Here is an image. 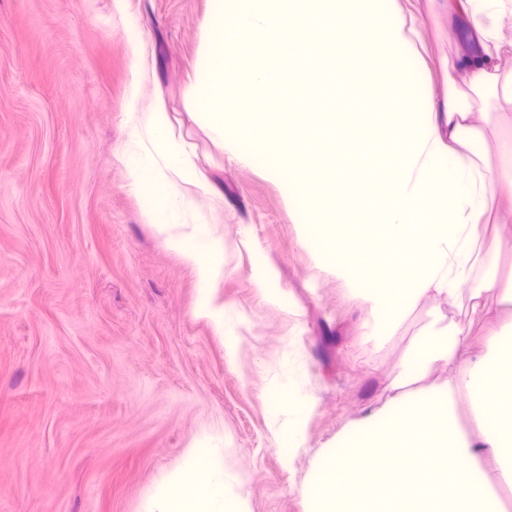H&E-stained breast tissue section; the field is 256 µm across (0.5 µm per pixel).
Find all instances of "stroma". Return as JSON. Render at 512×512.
Wrapping results in <instances>:
<instances>
[{"mask_svg": "<svg viewBox=\"0 0 512 512\" xmlns=\"http://www.w3.org/2000/svg\"><path fill=\"white\" fill-rule=\"evenodd\" d=\"M209 0H0V512H146V492L205 435L224 437L249 512H306L312 461L341 427L381 407L389 375L437 305L417 308L384 342L368 309L300 242L281 181L237 156L240 124L262 130L278 98L246 86L253 55L226 54L240 86L224 92V147L187 108ZM414 19L436 111L448 63L475 65L479 43L446 0H398ZM143 39L126 42L127 19ZM331 107L380 112L389 63L357 64ZM163 101L209 186L199 208L224 240L215 292L227 329L197 312L195 272L171 249L127 185L115 151L128 98ZM272 270L281 305L255 277ZM237 339L228 358L225 336ZM316 401L292 456L271 433L264 396L289 353Z\"/></svg>", "mask_w": 512, "mask_h": 512, "instance_id": "obj_1", "label": "stroma"}]
</instances>
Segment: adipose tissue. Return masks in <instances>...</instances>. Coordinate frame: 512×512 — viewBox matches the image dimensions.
Here are the masks:
<instances>
[{"instance_id": "ef3b65f1", "label": "adipose tissue", "mask_w": 512, "mask_h": 512, "mask_svg": "<svg viewBox=\"0 0 512 512\" xmlns=\"http://www.w3.org/2000/svg\"><path fill=\"white\" fill-rule=\"evenodd\" d=\"M365 3L348 12L331 0H288L287 9L258 10L248 33L272 36L285 51L294 43L340 37L357 41L364 58L381 53L389 60L384 119L360 125L372 142L362 166L388 172L385 193L373 206L375 222L330 234L315 217L335 210L336 199L310 193L315 171L304 157L308 148L335 144L334 128L297 138L277 124L242 134L235 151L273 176L291 169L284 192L302 245L320 270L335 272L367 305L377 338L394 336L422 302L453 310L466 298L482 322L485 350L475 354L463 328L442 314L420 330L390 375L392 396L348 422L316 454L304 487L307 512H503L501 493L512 490V269L493 268L484 228L494 202L512 199V114L498 115L509 134L496 166H489L472 112L456 91H449L446 111H434L413 49L414 28L394 0ZM224 9V0H210L208 41L189 93L191 112L219 144L224 89L237 83L224 56L243 45L229 34ZM448 12L470 18L485 51L469 75V90L512 103V71L499 65L512 51V41L503 38L512 29V0H448ZM438 368L447 377L436 383L430 375ZM266 397L281 416L273 427L278 446L302 447L312 395L289 381ZM148 497V512H246L215 440L192 446Z\"/></svg>"}]
</instances>
